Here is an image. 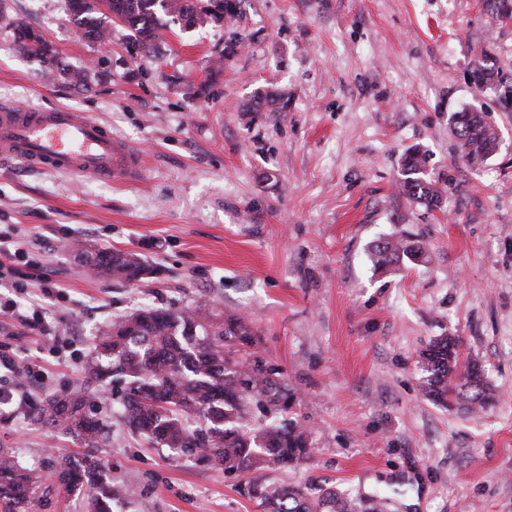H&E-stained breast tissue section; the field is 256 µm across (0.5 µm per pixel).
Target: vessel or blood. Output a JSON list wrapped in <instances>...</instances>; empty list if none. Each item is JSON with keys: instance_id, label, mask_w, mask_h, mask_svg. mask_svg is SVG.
I'll use <instances>...</instances> for the list:
<instances>
[{"instance_id": "obj_1", "label": "vessel or blood", "mask_w": 512, "mask_h": 512, "mask_svg": "<svg viewBox=\"0 0 512 512\" xmlns=\"http://www.w3.org/2000/svg\"><path fill=\"white\" fill-rule=\"evenodd\" d=\"M0 158L75 177L124 183L144 173L141 155L108 126L66 108L0 104Z\"/></svg>"}]
</instances>
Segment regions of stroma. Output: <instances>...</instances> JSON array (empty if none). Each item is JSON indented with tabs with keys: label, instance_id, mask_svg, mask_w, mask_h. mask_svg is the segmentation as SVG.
<instances>
[{
	"label": "stroma",
	"instance_id": "35a3bbf8",
	"mask_svg": "<svg viewBox=\"0 0 512 512\" xmlns=\"http://www.w3.org/2000/svg\"><path fill=\"white\" fill-rule=\"evenodd\" d=\"M1 1L0 101L84 113L141 152L144 174L114 184L0 161V225L40 240L57 287L31 295L68 332L57 342L0 314V355L38 373L0 420V448L36 470L82 456L35 407L83 380L98 326L203 297L248 316L287 380V413L254 408L250 423L310 434L309 460L259 479L383 493V512H512V107L471 77L483 53L512 71V17L493 0H243L233 23L163 31L145 54L118 24L108 42L85 38L65 0ZM16 17L87 86L46 76ZM271 91L287 111L258 108ZM470 107L499 134L475 166L451 131ZM412 147L438 209L398 190ZM404 231L428 262L376 273L371 245ZM77 243L138 253L156 273L86 275ZM440 336L483 366L494 404L468 413L423 396L418 355ZM119 401L106 391L112 440L95 452L128 489L112 512H263L239 478L132 435Z\"/></svg>",
	"mask_w": 512,
	"mask_h": 512
}]
</instances>
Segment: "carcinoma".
Wrapping results in <instances>:
<instances>
[{"mask_svg":"<svg viewBox=\"0 0 512 512\" xmlns=\"http://www.w3.org/2000/svg\"><path fill=\"white\" fill-rule=\"evenodd\" d=\"M70 14L86 38L103 42L112 15L130 30V44L148 53L163 28H191L207 21L234 17L242 0H67ZM12 27L24 48L43 58L53 70L76 84L84 73L59 67L42 36L16 20ZM481 92L512 89V77L480 58L472 70ZM461 156L482 163L498 147V134L488 114L480 109L452 116ZM427 159L409 149L401 161L400 190L428 209L440 206L441 193L426 175ZM377 270L386 273L403 265L428 261L425 249L408 236L384 238L372 246ZM83 261L112 280L127 282L150 270L133 253L88 254ZM254 343L251 321L227 312L213 313L201 300L178 311L138 309L102 325L92 338L85 372L88 380L70 391L53 392L37 419L80 439L87 448H99L108 439L109 425L92 415L102 401L107 381L121 385L123 418L129 428L152 443L180 456H196L221 466L229 475L295 465L311 455L309 435L293 424L247 425L249 405L256 401L274 413L288 409V389L282 372L257 353H240L237 346ZM422 394L448 408L483 409L494 400L481 366L460 360V340L441 336L419 354ZM57 489L87 498L90 512H112V503L126 497L125 485L112 481L110 469L92 454L51 465ZM248 495L261 501L266 512H376L378 504L361 502L332 487L247 484ZM51 488L42 477L24 468L13 450L0 448V505L5 512H35L48 504Z\"/></svg>","mask_w":512,"mask_h":512,"instance_id":"obj_1","label":"carcinoma"}]
</instances>
